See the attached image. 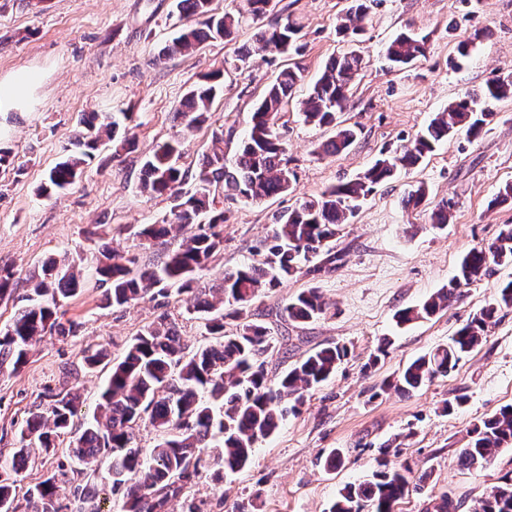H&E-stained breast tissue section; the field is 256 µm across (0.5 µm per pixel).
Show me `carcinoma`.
<instances>
[{
    "instance_id": "carcinoma-1",
    "label": "carcinoma",
    "mask_w": 512,
    "mask_h": 512,
    "mask_svg": "<svg viewBox=\"0 0 512 512\" xmlns=\"http://www.w3.org/2000/svg\"><path fill=\"white\" fill-rule=\"evenodd\" d=\"M211 2L179 0L184 16L197 17L200 22L180 29L162 48L161 56L188 54L209 40L232 38L238 19L257 23L272 8V0H239L235 18L213 12ZM371 2L351 0L336 24V34L356 40L364 30ZM300 31V24L290 18L260 27L252 43L240 48L236 60L244 64L254 55H300L304 49ZM426 51L425 38L402 31L388 44L386 58L401 69ZM363 68L364 59L355 50L333 58L300 102L305 122L335 129L332 137L318 145L317 153L338 154L354 142V131L340 126L337 114L345 111L351 87ZM220 79L219 72L208 75L186 94L179 115L187 127L208 119L209 106L221 88ZM303 80L304 71L298 67L282 70L256 103L248 134L235 143L233 129L219 126L195 173L178 164L183 147L178 138L156 146L143 158L141 191L168 196L172 207L170 217L143 225L136 236L159 240L188 226L191 234L158 260L144 265L105 241L99 244L95 270L98 280L107 284L102 304L123 309L147 295L153 299L187 295L193 300L192 310L204 315L205 329L213 341L189 348L164 311L137 332L117 361L110 360L102 348H87L85 364L90 368L109 364L111 374L93 420L70 442L66 453L79 465L85 480L67 486V464L61 461L57 469L17 492V476L27 468L33 448L55 450L61 437L72 433L79 413L77 395L51 393L48 407L25 420L10 462L0 465V512H58L55 503L66 495L76 503L75 512H100L104 486L96 477L99 461L108 463L110 490L119 497L121 512H169V504L181 498L183 512H200L188 499L187 489L201 470L214 466L212 480L220 483L225 474L247 469L255 449L273 436L289 415L298 412L305 393L327 381L348 356L346 346L329 343L308 352L277 379H270L261 357L273 348V337L249 310L251 303L296 274L320 278L334 272L343 261V253L336 250V236L377 186L417 167L457 135L478 138L495 116L492 103L512 98V72L493 75L483 92H466L450 102L402 149L378 159L357 177L342 180L318 197L274 215L267 236L272 244L263 248L262 259L228 270L219 283L201 288L198 275L224 251V223L229 221V210L216 205V192L229 203H250L287 194L292 188L286 142L277 120ZM81 124L83 131L49 170L41 193L73 185L105 138L123 150L134 148L133 138L118 136L119 122L113 116L93 112L82 118ZM190 180L195 181L194 191H183ZM454 207L451 198L439 201L431 210V223H450ZM508 265H512V224L504 225L493 242L469 249L449 287L417 306L400 310L397 323L410 324L437 314L459 295L461 287L496 266ZM13 278L11 269H0V302L20 303L10 323L0 329L1 374L23 368L31 349L46 334L65 337L75 333L76 323L62 319L68 300L83 283L78 265L61 264L52 257L43 262L41 274L30 279L28 292L17 298L11 288ZM502 308H512V280L498 286L492 301L473 314L449 344L409 362L398 379L383 383L381 390L409 396L448 375L482 342ZM286 311L290 320L307 322L325 315L328 307L319 289L308 288L288 303ZM228 321L230 330L226 329ZM141 422L162 435L147 456L134 446V430ZM467 436L460 456L462 465L477 468L491 464L501 449L512 447V406L474 424ZM378 466L371 478L347 484L329 512H360L363 506L371 507L372 512H394L409 489H421L426 480L406 461L384 460ZM473 512H512V477L479 499Z\"/></svg>"
}]
</instances>
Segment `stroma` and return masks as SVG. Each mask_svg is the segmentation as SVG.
<instances>
[{"label":"stroma","instance_id":"stroma-1","mask_svg":"<svg viewBox=\"0 0 512 512\" xmlns=\"http://www.w3.org/2000/svg\"><path fill=\"white\" fill-rule=\"evenodd\" d=\"M348 6V0H273L267 23L297 20L302 55L255 56L239 68L235 56L257 29L250 22L233 41H210L191 54L157 61L159 50L188 22L178 0H0V80L22 72L37 77L26 108L0 112V144L12 149L15 161L12 168H0V267L13 268L19 295L50 255L81 262L84 275L80 292L66 306L67 319L78 324L75 334L45 336L20 372L0 374V461L15 448L22 421L46 408V390L79 392L82 417H92L107 373L84 366L85 348L102 345L112 357L122 356L137 331L163 311L190 347L212 341L201 315L174 297L163 306L149 298L124 310L101 305L93 263L100 235L116 234L120 249L142 264L179 243L172 236L162 241L137 236L141 225L169 216L172 206L168 196L140 191L142 159L157 144L184 139L180 164L197 169L216 128L224 124L245 132L266 85L284 67H303L305 80L278 121L288 144V167L296 175L293 190L232 205L224 250L200 278L210 285L224 271L258 261L276 212L356 177L406 145L448 102L483 88L494 72L512 71V0H381L354 43L336 34L337 19ZM484 28L488 37L470 59H461L458 42ZM407 29L426 36V55L403 70H390L386 47ZM352 49L368 66L340 119L357 137L338 155H319L316 147L332 131L305 123L298 102L330 58ZM215 72L224 86L213 100L211 120L186 128L176 117L185 94ZM493 109L494 120L477 139L448 141L421 166L368 197L336 241L345 256L335 272L291 278L254 301L253 310L275 339L263 357L269 378L328 343L347 345L350 354L256 450L248 469L225 476L219 488L210 474L197 479L188 495L201 512H329L339 490L371 475L387 453L426 476L423 489L405 495L395 512H424L427 503L444 496L456 512H471L476 500L512 477V447L501 449L484 468L465 467L459 459L468 429L512 405V308L498 313L483 342L450 375L408 397L380 389L409 361L448 343L498 285L512 279V266L494 268L463 287L438 314L403 327L395 323L399 310L448 286L465 252L491 243L502 225L512 224V205L492 203L499 188L512 182V99ZM89 112L131 113L127 129L137 150L118 154L102 144L73 186L41 195L47 172ZM419 183L429 189L428 205L405 207V194ZM448 197L457 202L453 221L436 226L430 206ZM314 286L329 305L327 314L307 323L289 320L288 301ZM384 339L386 354L370 364ZM447 400L452 409H444ZM335 449L343 464L325 470L322 461Z\"/></svg>","mask_w":512,"mask_h":512}]
</instances>
